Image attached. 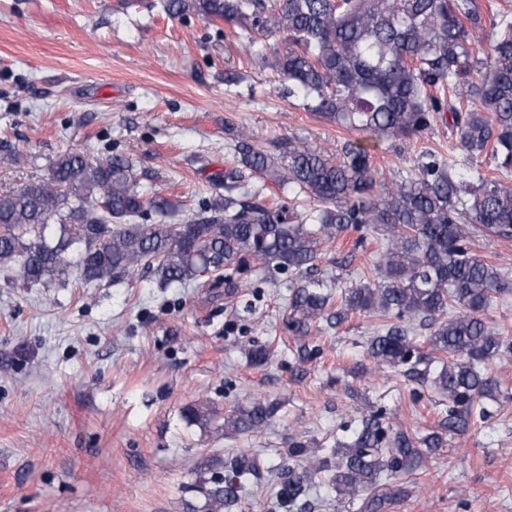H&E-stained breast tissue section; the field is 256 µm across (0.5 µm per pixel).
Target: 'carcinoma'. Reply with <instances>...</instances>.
<instances>
[{"label": "carcinoma", "instance_id": "cac0c4a2", "mask_svg": "<svg viewBox=\"0 0 512 512\" xmlns=\"http://www.w3.org/2000/svg\"><path fill=\"white\" fill-rule=\"evenodd\" d=\"M163 8L183 20L193 14L224 22L251 65L281 75L288 96L329 122L373 140L407 142L448 110L471 159L487 154L496 168L512 167V23L485 16L478 0H165ZM487 30L489 48L479 52L473 38ZM268 33L282 35L287 45L271 58L253 50V36ZM234 150L249 170L299 189L322 208L309 216L284 201L268 206L248 194L234 172L224 176L223 196L169 224L167 215L180 204L146 198L128 158L92 160L67 152L48 177L0 193V266L23 284L45 286L69 273L86 283L109 282L143 266L167 285L232 293L258 262L276 276L295 277L284 328L303 338L331 319L324 280L310 278L322 249L351 227L381 231L386 247L373 265L380 280L340 290L336 322L350 311L381 317L367 346L373 370L401 368L448 395L443 429L464 431L473 416L492 418L484 400L494 397L498 384L484 366L512 352V338L487 312L512 283L471 248L459 224L512 238V184L479 164L463 181L434 152L387 181L361 144L346 143L333 159L290 142L276 157L255 147L242 129ZM406 317L420 319L432 349L447 357L432 379L419 369L422 357L411 327L402 325ZM278 409L251 400L225 414L217 430L258 433ZM184 417L203 427L217 414L199 401ZM441 444L439 434L414 437L377 411L337 443L333 468L310 453L307 441L294 440L288 454L295 464L276 497L293 504L318 474L330 471L336 495L353 502L381 474L410 470L423 449ZM261 468L256 454L233 460L237 474ZM206 496L208 512H230L236 504L228 487L210 488Z\"/></svg>", "mask_w": 512, "mask_h": 512}]
</instances>
